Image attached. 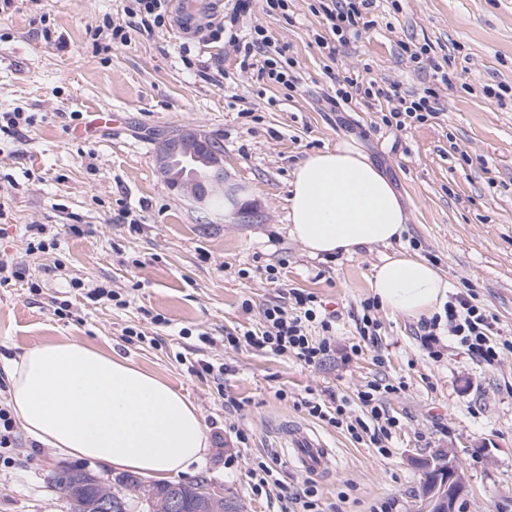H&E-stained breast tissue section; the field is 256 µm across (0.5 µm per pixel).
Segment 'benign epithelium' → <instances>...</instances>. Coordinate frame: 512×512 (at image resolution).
Listing matches in <instances>:
<instances>
[{"instance_id":"1","label":"benign epithelium","mask_w":512,"mask_h":512,"mask_svg":"<svg viewBox=\"0 0 512 512\" xmlns=\"http://www.w3.org/2000/svg\"><path fill=\"white\" fill-rule=\"evenodd\" d=\"M158 162L168 186L204 208L214 196L238 194L234 189H224L222 154L199 130H183L163 140L158 147ZM420 466L432 473V477L429 490L419 497L417 512H455L457 501L469 491L467 479L455 456L450 452H436L421 461ZM195 495L203 512L223 498L207 484L195 488ZM182 508L181 491L169 489L162 512H182Z\"/></svg>"}]
</instances>
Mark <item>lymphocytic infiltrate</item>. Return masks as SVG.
I'll return each instance as SVG.
<instances>
[{"mask_svg":"<svg viewBox=\"0 0 512 512\" xmlns=\"http://www.w3.org/2000/svg\"><path fill=\"white\" fill-rule=\"evenodd\" d=\"M371 6L372 0H319V10L333 35L332 41L325 44L329 52H336L338 46L359 38L372 28L373 22L367 17ZM242 51L247 59L255 54L262 55L259 79L290 91L296 89L299 80L292 60L285 58L284 48L274 45L262 27H254ZM358 92L367 98L384 100L385 123L395 124L399 129L426 123L440 112L435 87L404 95L374 80L364 84L348 77L337 81L334 101L349 103ZM288 300L285 306H266L259 327L227 333L224 344L234 349L244 347L291 356L308 366L323 362L333 350L335 312L327 310L314 293L296 288L289 289ZM443 325L447 326L449 336L485 367L494 366L503 351H512V332L498 328L495 316L478 302L473 288L452 294L442 312L422 321V345L436 358L441 355L437 331ZM404 388L403 382L379 378L358 389L352 400L344 397L330 406L313 395L302 398L300 404L312 418L346 432L354 441H370L378 453L385 456L389 453L387 443L399 426L398 418L386 409L385 397Z\"/></svg>","mask_w":512,"mask_h":512,"instance_id":"f902f5d3","label":"lymphocytic infiltrate"}]
</instances>
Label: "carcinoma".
I'll list each match as a JSON object with an SVG mask.
<instances>
[{
  "instance_id": "obj_1",
  "label": "carcinoma",
  "mask_w": 512,
  "mask_h": 512,
  "mask_svg": "<svg viewBox=\"0 0 512 512\" xmlns=\"http://www.w3.org/2000/svg\"><path fill=\"white\" fill-rule=\"evenodd\" d=\"M52 483L57 488L64 483L71 487L69 497L71 512H97V502L103 498L126 500L131 495L137 499H148L171 487L169 483H156L142 487L137 484L135 478L130 476L118 477L114 480V484L110 485L95 475L70 471L66 468L54 472Z\"/></svg>"
}]
</instances>
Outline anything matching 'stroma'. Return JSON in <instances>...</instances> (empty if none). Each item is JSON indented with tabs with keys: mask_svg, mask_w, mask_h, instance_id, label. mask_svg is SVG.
I'll return each mask as SVG.
<instances>
[{
	"mask_svg": "<svg viewBox=\"0 0 512 512\" xmlns=\"http://www.w3.org/2000/svg\"><path fill=\"white\" fill-rule=\"evenodd\" d=\"M127 3L11 0L0 13V116L35 118L0 136V255L25 270L24 280L0 288V401L24 349L83 341L130 358L194 404L210 450L180 480L208 481L241 512H291L290 493L308 486L319 512H369L382 501L415 512L418 462L440 448L456 453L470 485L460 512H512V352L486 368L447 337L434 359L420 345L418 319L381 309L378 347L350 352L375 265L403 252L435 264L453 288L473 287L500 327L512 329V0H374L376 26L333 55L317 44L327 33L317 0H288L284 17L254 9L244 26L263 27L285 47L300 75L292 91L258 79L262 57L245 69L233 47L209 40L227 0L197 17V31L173 12L165 27L134 31L116 47L111 28L124 23ZM405 43L430 44V61L407 62ZM437 65L453 86L436 87L442 113L426 123L398 130L383 123L384 102H329L337 79L372 78L407 93L432 86ZM91 112L118 113L123 124L73 139L75 115ZM187 128L221 145L225 183L241 189L248 216L199 208L168 187L157 148ZM344 141L390 180L408 221L392 245L314 258L289 233L293 173L310 153ZM124 205L136 223L120 217ZM77 222L82 235L65 232ZM28 224L61 227L57 246L28 251ZM270 267L277 280L268 279ZM82 282L122 289L130 304L93 302ZM292 288L339 313L336 350L323 364L200 342L203 332L257 327L263 308ZM52 295L70 302L71 316L54 315ZM157 314L170 326L155 329ZM128 327L146 341L127 339ZM156 333L162 343L149 344ZM199 359L224 365V375L193 373ZM378 378L406 384L386 398L400 421L388 456L312 421L299 405L307 390L351 398ZM286 419L314 425L336 451L335 468L292 469L276 438ZM262 460L276 464L288 496L252 494L250 472ZM63 467L113 478L110 468L61 457L25 433L17 447L0 448V512H69L51 483Z\"/></svg>",
	"mask_w": 512,
	"mask_h": 512,
	"instance_id": "35a3bbf8",
	"label": "stroma"
}]
</instances>
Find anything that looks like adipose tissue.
Wrapping results in <instances>:
<instances>
[{
	"label": "adipose tissue",
	"mask_w": 512,
	"mask_h": 512,
	"mask_svg": "<svg viewBox=\"0 0 512 512\" xmlns=\"http://www.w3.org/2000/svg\"><path fill=\"white\" fill-rule=\"evenodd\" d=\"M287 219L310 255L331 257L400 240L407 214L389 180L341 143L298 166ZM370 287L391 313L417 318L442 308L450 283L427 261L399 253L375 266ZM7 404L41 444L117 473L172 478L210 448L185 396L127 358L76 340L35 345L13 360Z\"/></svg>",
	"instance_id": "adipose-tissue-1"
}]
</instances>
